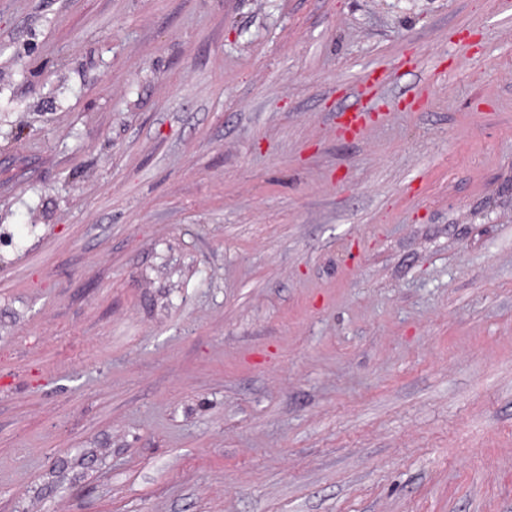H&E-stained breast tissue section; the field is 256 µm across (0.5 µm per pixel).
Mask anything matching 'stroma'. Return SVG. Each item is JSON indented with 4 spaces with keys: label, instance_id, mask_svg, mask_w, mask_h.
<instances>
[{
    "label": "stroma",
    "instance_id": "stroma-1",
    "mask_svg": "<svg viewBox=\"0 0 512 512\" xmlns=\"http://www.w3.org/2000/svg\"><path fill=\"white\" fill-rule=\"evenodd\" d=\"M0 512H512V0H0Z\"/></svg>",
    "mask_w": 512,
    "mask_h": 512
}]
</instances>
